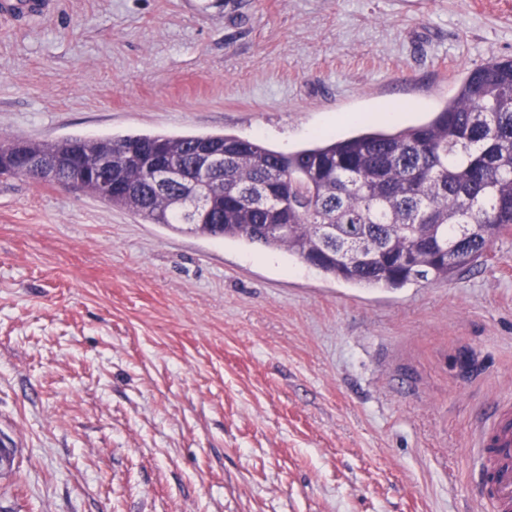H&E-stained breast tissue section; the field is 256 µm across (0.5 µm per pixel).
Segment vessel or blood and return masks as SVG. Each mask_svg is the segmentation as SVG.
Segmentation results:
<instances>
[{
    "label": "vessel or blood",
    "instance_id": "obj_1",
    "mask_svg": "<svg viewBox=\"0 0 512 512\" xmlns=\"http://www.w3.org/2000/svg\"><path fill=\"white\" fill-rule=\"evenodd\" d=\"M45 8V0H0V22L32 18ZM474 445L473 460L490 512H512V411L487 416Z\"/></svg>",
    "mask_w": 512,
    "mask_h": 512
}]
</instances>
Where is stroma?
Returning <instances> with one entry per match:
<instances>
[{
  "mask_svg": "<svg viewBox=\"0 0 512 512\" xmlns=\"http://www.w3.org/2000/svg\"><path fill=\"white\" fill-rule=\"evenodd\" d=\"M504 57L512 0H54L0 26V134L286 153ZM511 400L510 233L363 287L0 177V512H487L469 448Z\"/></svg>",
  "mask_w": 512,
  "mask_h": 512,
  "instance_id": "stroma-1",
  "label": "stroma"
}]
</instances>
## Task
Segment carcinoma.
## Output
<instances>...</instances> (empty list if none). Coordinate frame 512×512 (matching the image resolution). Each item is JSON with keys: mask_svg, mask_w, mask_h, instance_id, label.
Listing matches in <instances>:
<instances>
[{"mask_svg": "<svg viewBox=\"0 0 512 512\" xmlns=\"http://www.w3.org/2000/svg\"><path fill=\"white\" fill-rule=\"evenodd\" d=\"M112 144L115 187L106 202L149 224L185 231L181 189L158 192L123 172L129 148L165 149L184 163L194 146H224V206L200 234L285 249L326 276L401 288L446 280L474 266L512 231V59L470 71L427 122L395 131L364 127L290 153L233 134H136L34 140L0 136V177L15 147L91 159Z\"/></svg>", "mask_w": 512, "mask_h": 512, "instance_id": "cac0c4a2", "label": "carcinoma"}]
</instances>
